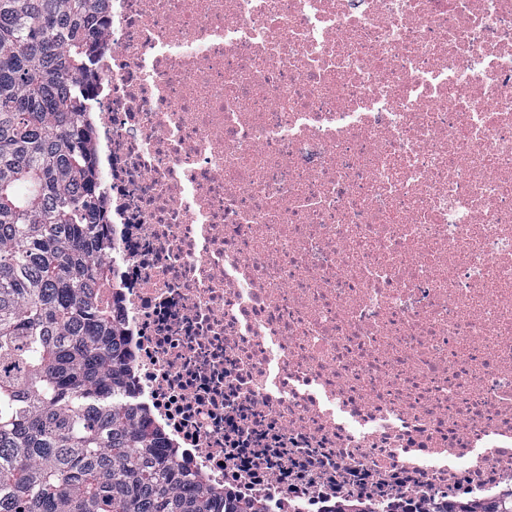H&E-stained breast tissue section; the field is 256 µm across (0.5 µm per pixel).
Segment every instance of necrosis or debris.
<instances>
[{"instance_id":"4bbe7bcc","label":"necrosis or debris","mask_w":512,"mask_h":512,"mask_svg":"<svg viewBox=\"0 0 512 512\" xmlns=\"http://www.w3.org/2000/svg\"><path fill=\"white\" fill-rule=\"evenodd\" d=\"M108 19V300L191 469L269 512L512 492V0Z\"/></svg>"}]
</instances>
